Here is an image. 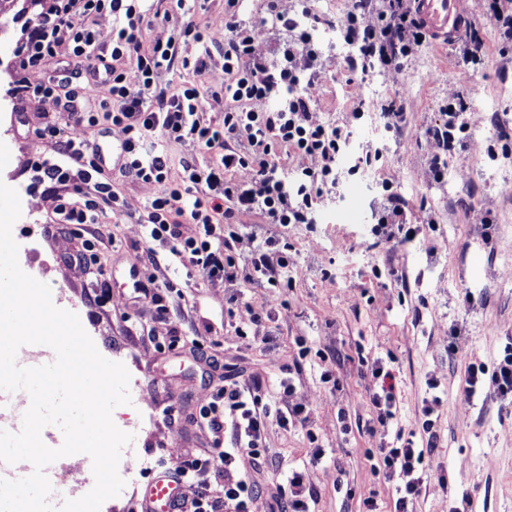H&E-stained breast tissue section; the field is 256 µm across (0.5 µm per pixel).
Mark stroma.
Listing matches in <instances>:
<instances>
[{
    "label": "stroma",
    "instance_id": "35a3bbf8",
    "mask_svg": "<svg viewBox=\"0 0 512 512\" xmlns=\"http://www.w3.org/2000/svg\"><path fill=\"white\" fill-rule=\"evenodd\" d=\"M346 0H298L297 10L318 19L327 54L345 56L346 48L328 35L329 22L346 10ZM38 0H13L0 13V28L9 37L0 46V142L10 149L0 156V181L16 189L26 222L14 224L23 271H36L51 287L53 304L78 315L81 324L106 359L122 363L130 374L132 402L117 407L113 421L132 433L126 450L149 461L135 481L126 483L117 497L106 500L101 512H140L145 487L159 469L175 470L204 448L206 432L184 422L172 425L169 409L188 413L206 405L214 385L225 374L259 379L271 406L287 400L303 404L307 425L267 429V464L253 474L262 500L279 495L292 472H300L314 490L310 512H361L362 500L375 495L380 512H394L395 484L375 477L366 449L379 439L369 431L371 410L367 369L360 356L392 357L398 388L397 425L416 429L422 401L437 393L445 402L436 423L437 446L425 459L433 471L409 512H448L467 505L469 512H512V401L492 388L468 400L459 379L469 364L493 365L504 346L512 342V62L499 54V35L486 23L481 0H472L473 21L482 23L487 56L475 66L462 60L459 47L445 50L425 44L395 80L375 74L350 85V74L335 64L326 65L310 91L311 106L322 120L342 121L354 104L364 117L350 129V148H381L375 167L347 175L343 171L339 197L319 208L311 224H291L282 233L293 246L294 264L288 270L293 288L281 294L275 288L241 286L244 305L235 318L224 310L229 293L223 281L209 280L170 260L165 244L149 240L141 218L159 193L146 183L122 173L117 147L125 138L120 128L72 125L68 135L100 144L112 189L119 198L115 208L99 218V252L110 276L112 300L101 305L96 283L85 263L74 261L78 249L77 225L49 228L46 217L51 198L33 190L30 176L47 148L33 128L42 123V111L20 103L15 81L46 80L48 71L21 72L18 46L28 21L40 12ZM209 37L207 44L193 39L179 43V53L193 58L210 51L213 64L206 74L189 70L163 73L161 85L194 83L208 87L221 75L224 52V0H206L194 14ZM470 94L474 110L467 116V146L448 160L443 182L424 178L427 150L421 135L439 117V106L449 88ZM403 96L407 126L403 132L386 128L382 103ZM394 182L408 203L407 220L422 231L410 244L380 243L359 249L368 239L373 214L381 201L383 180ZM491 208L490 226L477 224L474 211ZM434 225H427L426 216ZM158 263L149 266V254ZM382 277H374L373 268ZM154 276L176 283L178 290L164 296L170 318L158 321L147 300L138 298L133 284ZM268 309L270 319L261 337L245 342L235 322L249 319L250 309ZM190 336L191 344L170 351L161 341L171 330ZM304 338L311 356L296 360V338ZM318 349L338 352L340 389L323 383ZM293 379L295 394L286 398L281 383ZM437 380L430 390L429 380ZM348 423L340 425L338 411ZM315 432L324 457L311 464L307 432ZM447 473L440 484L438 473Z\"/></svg>",
    "mask_w": 512,
    "mask_h": 512
}]
</instances>
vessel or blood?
<instances>
[{"mask_svg": "<svg viewBox=\"0 0 512 512\" xmlns=\"http://www.w3.org/2000/svg\"><path fill=\"white\" fill-rule=\"evenodd\" d=\"M414 15L435 46L448 47L456 43L469 22L470 9L468 0H415ZM176 495L174 483L157 476L148 488L151 512H171Z\"/></svg>", "mask_w": 512, "mask_h": 512, "instance_id": "vessel-or-blood-1", "label": "vessel or blood"}]
</instances>
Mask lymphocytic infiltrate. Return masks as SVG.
<instances>
[{
    "label": "lymphocytic infiltrate",
    "mask_w": 512,
    "mask_h": 512,
    "mask_svg": "<svg viewBox=\"0 0 512 512\" xmlns=\"http://www.w3.org/2000/svg\"><path fill=\"white\" fill-rule=\"evenodd\" d=\"M168 37L144 43L149 27L140 0H49L23 33L20 66L36 70L53 64L61 42H68L67 60L56 66L46 81L19 79L15 96L41 104L45 121L36 135L51 146L34 169L33 181L51 196L55 224H76L84 236L77 261L94 250L93 229L100 213L116 205L112 182L103 174L101 148L89 140H74L67 124L96 126L103 122L122 128L121 145L128 174L160 185V193L146 208L150 240L167 244L171 259L210 280L231 285L288 288L291 264L289 245L271 235L257 240L245 232L243 216L257 214L268 224H309L319 205L339 189L336 162L346 152L348 123L360 120L361 110L349 112L346 125L326 124L310 105L309 88L324 62L321 42L313 27L302 22L289 0H268L270 22H247L239 16V0L224 3V68L219 82L210 86L212 100L224 107L222 123L202 119L198 112L201 91L183 85L162 88V72L174 68L198 72L211 66L210 53L195 58L180 56L181 39L204 41L184 0H177ZM103 17L112 18L111 48H101L93 29ZM337 26L351 48L344 62L349 70L380 72L388 78L399 73L404 60L414 56L426 35L413 17L411 0H349ZM286 31V39L271 43L270 29ZM277 107H269L270 99ZM473 102L452 88L440 105L441 121L426 127V178H444L448 159L461 143L468 124L466 112ZM180 144L195 150L221 148L219 163L184 162L179 179H171L163 146ZM286 151L294 162L297 183H289L275 158ZM240 169L251 177L243 183L232 175ZM384 203L375 215L371 234L376 240L405 245L419 227L407 223V203L392 182L383 185ZM374 385L369 390L372 417L369 430L380 445L368 453L375 476L397 485L395 512H408L429 473L425 454L436 444L433 417L441 397L425 400L419 429L427 438L418 447L414 438L391 432L397 418L394 375L383 359L369 363ZM492 385L501 398H512V346L494 367L469 365L460 381L465 398H473L484 385ZM281 426L306 424L302 404L271 409L261 384L228 375L213 390L211 400L191 420L212 435L209 452L187 460L170 473L182 491L175 512H309L312 493L301 473L288 478V495L261 503L245 470L260 471L266 462L269 419ZM224 470V495L212 497L206 477Z\"/></svg>",
    "instance_id": "lymphocytic-infiltrate-1"
}]
</instances>
